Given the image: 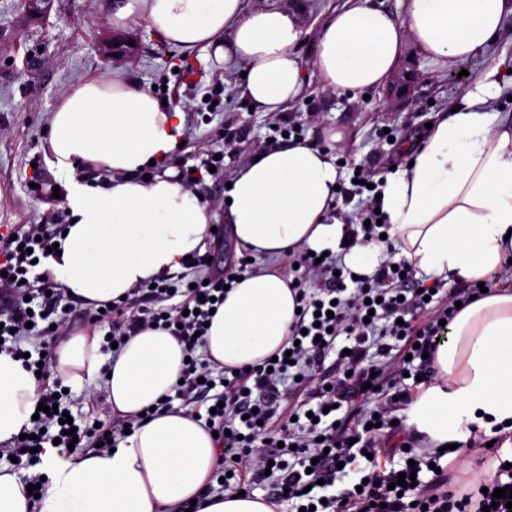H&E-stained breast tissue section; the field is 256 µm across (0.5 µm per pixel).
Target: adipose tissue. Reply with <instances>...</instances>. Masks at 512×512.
<instances>
[{"instance_id": "1", "label": "adipose tissue", "mask_w": 512, "mask_h": 512, "mask_svg": "<svg viewBox=\"0 0 512 512\" xmlns=\"http://www.w3.org/2000/svg\"><path fill=\"white\" fill-rule=\"evenodd\" d=\"M144 13L166 41L192 51L214 49L243 64V94L263 111L295 99L303 72L292 47L301 30L288 11L246 10L245 0H127L115 14ZM512 0H408L404 18L353 0L322 27L316 67L332 91L384 85L406 40L432 59L466 62L492 43ZM499 61L471 84L456 111L435 116L427 137L405 144L412 163L387 173L379 187L387 241L340 246L336 218L341 173L329 150L288 141L247 158L224 207L236 248L257 258H284L306 248L344 252L349 269L373 275L388 255L435 277L486 279L512 262V113L493 101L512 78ZM180 112L115 78L75 86L50 118L45 154L65 175L71 218L60 252L44 267L68 294L86 303L132 297L138 286L172 276L204 252L213 215L197 192L166 165L182 141ZM161 173L143 178L149 164ZM99 170L95 183L74 177L76 165ZM296 299L283 274L244 273L225 295L205 336L209 358L230 368L262 363L283 344ZM101 331L80 333L57 351L65 384L105 379L119 414L158 403L175 385L183 344L162 329L132 336L118 357L102 351ZM434 378L409 402L406 426L431 448H469L502 437L512 458V289L499 288L461 309L432 357ZM39 399L21 360L0 353V444L25 426ZM215 439L201 422L160 411L119 441L116 450L82 454L54 467L38 512H176L193 499L202 512H274L258 496L209 492ZM16 474L0 468V512L33 508Z\"/></svg>"}]
</instances>
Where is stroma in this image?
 I'll return each instance as SVG.
<instances>
[{"instance_id":"1","label":"stroma","mask_w":512,"mask_h":512,"mask_svg":"<svg viewBox=\"0 0 512 512\" xmlns=\"http://www.w3.org/2000/svg\"><path fill=\"white\" fill-rule=\"evenodd\" d=\"M348 0H247V8H291L303 30L293 51L305 74L299 96L279 112L249 110L241 90V71L225 66L213 51L186 52L166 42L145 17L116 23L121 0H51L47 12L31 13L27 0H0V234L14 224H63V199L41 195L45 188L63 185L44 153L50 116L78 83L93 78L123 77L143 89L164 86L170 108L184 119V144L169 165L175 170L199 165L205 154L224 157V172L205 178L196 190L211 213L223 215L224 192L242 162L267 148L270 122L282 118L302 126L306 139L352 165H371L381 146L378 130L392 129L398 137H417L436 113L460 103L475 82L500 58L512 57V16L493 44L466 62L442 63L406 43L386 84L368 95L326 90L315 66L317 43L324 23ZM123 44L114 53L113 43ZM466 80H458L460 71ZM223 85L221 109L209 112L205 99ZM341 139L329 143L328 131ZM104 380L72 388L74 415L110 424Z\"/></svg>"}]
</instances>
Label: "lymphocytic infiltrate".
Returning <instances> with one entry per match:
<instances>
[{
	"mask_svg": "<svg viewBox=\"0 0 512 512\" xmlns=\"http://www.w3.org/2000/svg\"><path fill=\"white\" fill-rule=\"evenodd\" d=\"M375 175V170L361 168L359 183L339 190L343 201L358 204L355 220L346 224L349 243L380 239L378 202L368 192ZM58 235L57 229L43 224H21L0 237V352L23 358L29 371L39 372L40 400L47 407L33 421L31 437L0 448V459L22 457L30 448L35 459H42L57 439L73 444L77 451H93L105 437L124 436L143 422L139 416L118 414L108 427L81 426L71 436L51 411L56 395L64 390L61 380L52 379L51 366L56 344L70 326L66 306L72 298L40 263ZM288 261L295 266L290 286L298 296L299 311L281 353L270 365L235 372L196 354L204 345L200 333L211 318L210 309L223 302L224 287L231 282L226 272H217L205 284H189L179 273L156 286H140L144 305L121 302L103 311L93 308L85 321L107 328L121 346L144 329L169 331L183 344L188 361L173 390L191 415H199L202 404L216 406L211 416L219 447L215 474L223 478L226 491L268 484L269 502L287 504L288 512L303 507L314 512H481L488 505L495 512H512L506 499L492 495L495 489L512 488V468H497L485 479V493L476 500L460 493L444 469L430 480L393 490L390 484L399 473L422 472V465L389 470L376 457L382 429L390 426L392 411L405 404L411 392L404 383L405 372L428 376V356L443 340L446 321L454 318L459 306L480 296L482 288H493L495 278L481 285L470 283L430 302L420 294V281L407 273L403 261L382 262L369 279L354 278L338 254L319 261L301 250L289 255ZM343 336L354 344L349 353L338 356L341 378L317 386L300 402L283 405L291 375L311 378L317 363L334 351ZM29 342L41 352V360L24 357L23 346ZM378 354L391 356L394 376H385L374 360ZM374 396L380 402L375 411H367L365 404ZM362 457L369 464L366 483L333 494V486L343 484ZM320 480L330 488V495L315 492Z\"/></svg>",
	"mask_w": 512,
	"mask_h": 512,
	"instance_id": "lymphocytic-infiltrate-1",
	"label": "lymphocytic infiltrate"
}]
</instances>
